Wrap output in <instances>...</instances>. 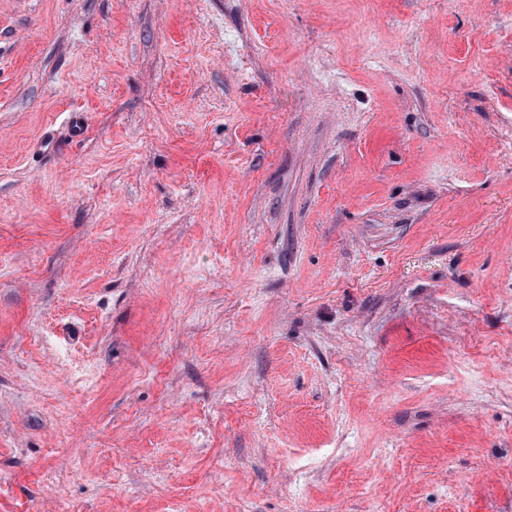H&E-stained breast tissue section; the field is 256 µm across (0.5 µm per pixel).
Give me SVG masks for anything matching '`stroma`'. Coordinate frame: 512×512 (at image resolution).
Returning a JSON list of instances; mask_svg holds the SVG:
<instances>
[{
    "label": "stroma",
    "mask_w": 512,
    "mask_h": 512,
    "mask_svg": "<svg viewBox=\"0 0 512 512\" xmlns=\"http://www.w3.org/2000/svg\"><path fill=\"white\" fill-rule=\"evenodd\" d=\"M0 512H512V0H0Z\"/></svg>",
    "instance_id": "1"
}]
</instances>
